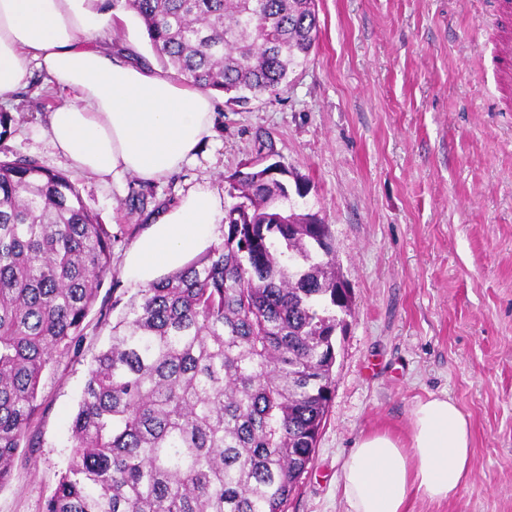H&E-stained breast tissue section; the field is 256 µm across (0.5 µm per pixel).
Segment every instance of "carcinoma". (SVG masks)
Listing matches in <instances>:
<instances>
[{
    "label": "carcinoma",
    "instance_id": "1",
    "mask_svg": "<svg viewBox=\"0 0 512 512\" xmlns=\"http://www.w3.org/2000/svg\"><path fill=\"white\" fill-rule=\"evenodd\" d=\"M127 5L164 67L242 108L284 91L320 30L315 0ZM286 176L241 177L223 241L123 305L43 512H286L334 392L336 316L350 315L330 225L297 211ZM111 272L112 232L75 183L0 159V488Z\"/></svg>",
    "mask_w": 512,
    "mask_h": 512
}]
</instances>
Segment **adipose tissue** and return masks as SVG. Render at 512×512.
I'll return each mask as SVG.
<instances>
[{
  "instance_id": "adipose-tissue-1",
  "label": "adipose tissue",
  "mask_w": 512,
  "mask_h": 512,
  "mask_svg": "<svg viewBox=\"0 0 512 512\" xmlns=\"http://www.w3.org/2000/svg\"><path fill=\"white\" fill-rule=\"evenodd\" d=\"M95 0H0V101L36 65L65 94L46 117L55 152L100 182L131 174L167 178L211 133L214 97L161 70L113 57L110 45L126 22L125 0L107 12ZM224 221V198L198 188L156 217L130 249L124 278L145 286L184 268L209 248ZM470 423L448 396L410 411V435L363 436L342 472L347 512H407L413 497L454 500L472 467Z\"/></svg>"
}]
</instances>
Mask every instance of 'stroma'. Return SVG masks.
<instances>
[{
	"instance_id": "1",
	"label": "stroma",
	"mask_w": 512,
	"mask_h": 512,
	"mask_svg": "<svg viewBox=\"0 0 512 512\" xmlns=\"http://www.w3.org/2000/svg\"><path fill=\"white\" fill-rule=\"evenodd\" d=\"M319 40L278 96L242 110L215 93L211 136L157 182L101 184L69 169L44 132L45 82L0 104L14 132L0 158L67 173L112 233L113 281L81 347L43 378L35 431L0 512H42L71 456L69 425L115 300L135 287L124 259L151 218L190 189L226 193L267 149L309 180L300 208L330 224L352 315L336 342L335 389L288 512H346L342 466L370 432L405 438L412 406L457 402L473 432L458 497L413 498L408 512H512V86L495 77L512 44L497 0H317ZM144 205L133 208V198Z\"/></svg>"
}]
</instances>
